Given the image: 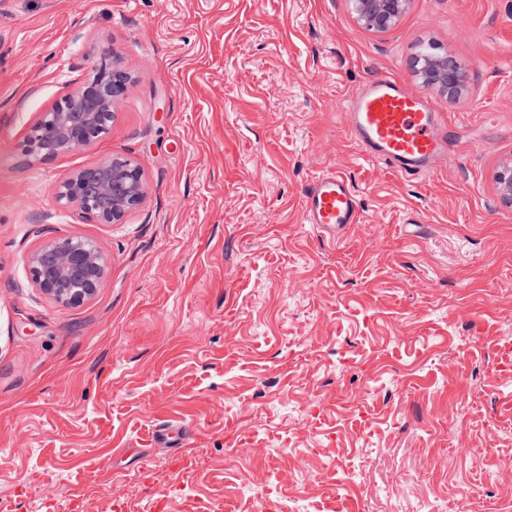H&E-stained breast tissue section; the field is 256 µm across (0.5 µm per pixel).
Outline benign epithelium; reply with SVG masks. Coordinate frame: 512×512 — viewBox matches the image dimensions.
<instances>
[{"label":"benign epithelium","instance_id":"7a95c632","mask_svg":"<svg viewBox=\"0 0 512 512\" xmlns=\"http://www.w3.org/2000/svg\"><path fill=\"white\" fill-rule=\"evenodd\" d=\"M411 0H349L358 25L385 33L394 28L409 9ZM92 75L58 100L36 113L17 145L26 160L48 162L80 149H88L107 134L117 106L131 77L120 65L112 48L96 45ZM414 76L421 85L454 100L465 78L446 55L416 59ZM495 189L502 202L512 207V163L495 174ZM147 182L140 165L122 155H108L75 171L56 193L62 208L74 209L98 224H121L125 216L145 199ZM30 279L44 295L64 305H77L91 298L103 284L108 267L100 248L75 236L47 240L27 257Z\"/></svg>","mask_w":512,"mask_h":512}]
</instances>
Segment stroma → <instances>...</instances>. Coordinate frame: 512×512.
<instances>
[{
  "label": "stroma",
  "instance_id": "35a3bbf8",
  "mask_svg": "<svg viewBox=\"0 0 512 512\" xmlns=\"http://www.w3.org/2000/svg\"><path fill=\"white\" fill-rule=\"evenodd\" d=\"M99 40L132 77L110 133L22 161ZM424 45L458 98L414 77ZM380 73L446 117L447 167L363 156L345 112ZM110 153L143 203L112 226L59 208ZM510 160L512 0H412L385 33L347 0H0V512H512ZM327 170L363 211L336 243L302 217ZM72 236L108 274L62 305L26 259ZM171 425L178 457L151 438ZM412 70L423 87L448 99H456L463 90L465 78L447 55L418 58L412 63Z\"/></svg>",
  "mask_w": 512,
  "mask_h": 512
}]
</instances>
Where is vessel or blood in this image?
<instances>
[{"instance_id":"1","label":"vessel or blood","mask_w":512,"mask_h":512,"mask_svg":"<svg viewBox=\"0 0 512 512\" xmlns=\"http://www.w3.org/2000/svg\"><path fill=\"white\" fill-rule=\"evenodd\" d=\"M346 125L365 156L383 160L400 175L428 173L448 161V126L441 113L391 76L377 75L351 96ZM303 221L322 239H341L361 221L353 184L334 170L318 175L305 195Z\"/></svg>"}]
</instances>
